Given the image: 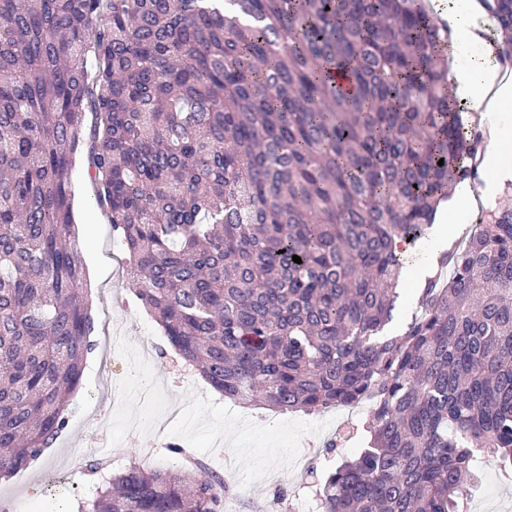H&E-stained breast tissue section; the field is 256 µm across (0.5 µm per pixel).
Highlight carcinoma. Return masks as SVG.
Here are the masks:
<instances>
[{
    "instance_id": "obj_1",
    "label": "carcinoma",
    "mask_w": 512,
    "mask_h": 512,
    "mask_svg": "<svg viewBox=\"0 0 512 512\" xmlns=\"http://www.w3.org/2000/svg\"><path fill=\"white\" fill-rule=\"evenodd\" d=\"M486 2L509 58L512 0ZM87 139L127 280L187 365L242 406L369 403L316 512H464L484 462L512 470L511 206L386 335L403 246L484 141L421 0H0V474L67 427L93 349L70 180ZM181 470L131 464L78 512H223L224 478Z\"/></svg>"
}]
</instances>
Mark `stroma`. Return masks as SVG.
<instances>
[{"label": "stroma", "instance_id": "35a3bbf8", "mask_svg": "<svg viewBox=\"0 0 512 512\" xmlns=\"http://www.w3.org/2000/svg\"><path fill=\"white\" fill-rule=\"evenodd\" d=\"M89 163V151H82L71 180L96 347L83 365L67 429L33 466L0 482V499L27 498L40 512H74L78 500L92 498L98 476L86 474L76 482L69 471L94 460L101 419L107 415L110 472L134 462L174 469L179 461L167 447L177 444L195 449L223 476L229 488L224 512H291L298 503L313 512L312 474L363 447L366 407L310 414L243 408L186 366L150 315L136 307L118 270L125 248L86 178ZM467 509L512 512V477L504 476L495 461H487L470 485Z\"/></svg>", "mask_w": 512, "mask_h": 512}]
</instances>
